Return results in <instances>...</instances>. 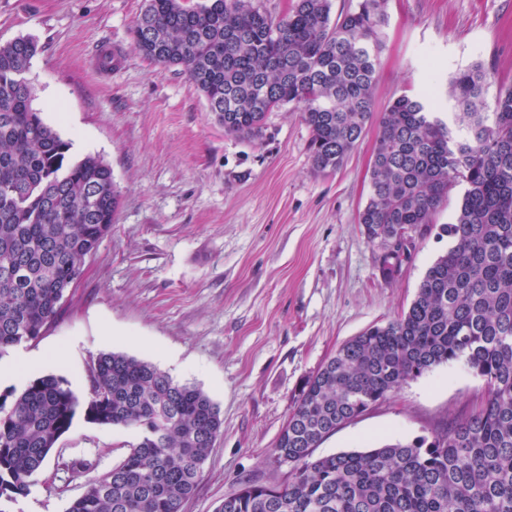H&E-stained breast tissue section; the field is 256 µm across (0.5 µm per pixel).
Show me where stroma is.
<instances>
[{
	"mask_svg": "<svg viewBox=\"0 0 512 512\" xmlns=\"http://www.w3.org/2000/svg\"><path fill=\"white\" fill-rule=\"evenodd\" d=\"M144 0H0V44L35 37L33 106L68 141V157H101L120 206L41 336L4 359L38 356L0 394L38 375L91 393L99 353L153 363L200 387L221 409V434L182 512H215L247 484L281 485L289 466L274 447L306 380L347 340L406 310L427 268L448 249L463 186L449 189L429 231L391 280L382 250L361 231L368 169L389 103L433 89L445 102L456 70L481 62L493 87L512 85V0H387L373 117L336 170L318 174L299 110L272 113L263 140L226 135L180 67L154 65L130 34ZM65 112L69 123L56 120ZM485 395L462 363L436 367L328 436L318 456L428 436L474 412ZM133 430L76 415L46 467L11 512H66L84 481L125 458Z\"/></svg>",
	"mask_w": 512,
	"mask_h": 512,
	"instance_id": "35a3bbf8",
	"label": "stroma"
}]
</instances>
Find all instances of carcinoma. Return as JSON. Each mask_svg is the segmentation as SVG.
I'll use <instances>...</instances> for the list:
<instances>
[{
	"instance_id": "1",
	"label": "carcinoma",
	"mask_w": 512,
	"mask_h": 512,
	"mask_svg": "<svg viewBox=\"0 0 512 512\" xmlns=\"http://www.w3.org/2000/svg\"><path fill=\"white\" fill-rule=\"evenodd\" d=\"M331 9V0H294L281 15L262 0H145L132 35L148 61L182 68L227 135L258 141L271 113L299 109L312 169L325 173L373 115L385 0H358L336 18ZM40 51L31 36L0 44V357L55 319L120 203L108 164L68 160L69 143L33 107L20 75ZM490 84L481 63L458 70L448 122L423 97L401 95L384 112L363 233L381 246L389 279L408 254L393 242L421 231L462 184L459 211L441 227L448 250L406 310L346 341L308 379L274 448L292 459L288 483L247 484L216 512H512V87L490 99ZM451 362L483 379L478 410L429 437L313 455L355 413ZM80 410L137 438L66 512H180L223 427L197 386L101 352L84 403L54 375L0 398V512L26 494Z\"/></svg>"
}]
</instances>
